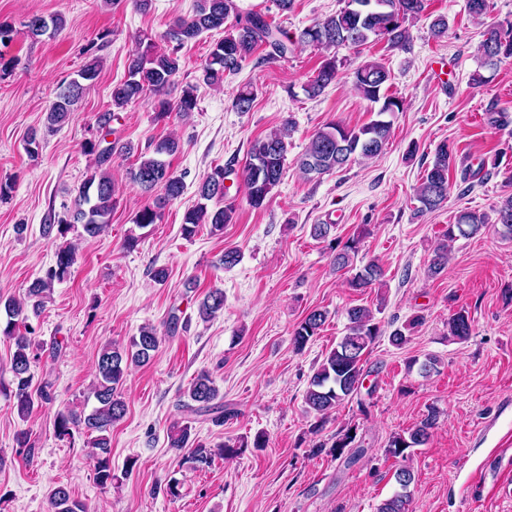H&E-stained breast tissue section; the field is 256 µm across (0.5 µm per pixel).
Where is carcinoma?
<instances>
[{
  "instance_id": "carcinoma-1",
  "label": "carcinoma",
  "mask_w": 512,
  "mask_h": 512,
  "mask_svg": "<svg viewBox=\"0 0 512 512\" xmlns=\"http://www.w3.org/2000/svg\"><path fill=\"white\" fill-rule=\"evenodd\" d=\"M425 9L426 0H345V6L340 10L303 29L296 40L286 42L280 38L282 31L273 26L264 13L250 11L243 16L237 10L234 0H195L193 13L179 19L166 31L165 39L173 44L172 49L164 53H141L130 60L128 78L112 88V105L122 109L150 92L157 96V117L168 115L171 105L163 95L179 72L177 52L186 42L202 33L218 29L223 30L224 37L215 44L202 68V81L205 84L219 86L224 82V77L237 74L243 62L259 44L269 45L272 48L269 59L275 60L286 57L291 46L298 43L327 52L304 86L307 96L315 98L339 77L341 62L336 59V55L328 54V50L341 46L358 48L372 37L384 39L395 48H403L410 41L407 23L419 19ZM64 27L65 20L61 15L49 19L34 15L25 24L28 35L34 39L49 32L54 34ZM479 51L481 67L491 72L496 71L503 61L512 59V21L490 26L483 34ZM98 75L99 65L94 61L78 71L80 80L71 81L70 87L61 90L50 105L45 117L46 131L54 132L67 121L71 107L82 96V83L92 82ZM390 80V71L379 62H365L354 69L351 73L352 85L363 99L378 106L376 119L358 129L331 122L316 130L298 161L299 170L303 174L323 175L340 170L357 158L371 159L381 153L391 134L392 120L389 116L404 109L403 99L384 93V87ZM195 92L194 86L183 90L177 103L179 111L188 114L195 109ZM254 100L253 86H240L234 95L233 106L240 112H248ZM287 138L288 132L274 131L251 143L248 159L241 172L251 207H262L273 188L281 182L288 153ZM180 148V142L174 137L151 144L141 154L138 166L130 172L132 182L142 192H160L153 203L137 213L134 220L137 226L144 228L157 223L161 218L162 205L183 193V178L175 175L165 160V157L177 153ZM126 150L127 147L115 143L106 147L101 146L99 141L85 143L84 153L94 157V171L78 188L72 210L58 218L57 224L46 225L45 233L55 232L63 236L77 224L81 225L89 237H96L104 231L116 205L114 186L107 166L114 153ZM454 159V149L448 142L443 141L437 145L432 161L415 188V199L419 203L417 215L433 212L448 200V171ZM232 173L234 169L230 166L217 167L202 181L198 190L202 202L187 211L181 225L184 237H193L202 224L210 225L213 234L224 232V225L232 219V205L210 210L207 202L225 197L227 187L224 180ZM494 213L496 218L492 221L485 213L459 211L454 223L448 225L434 248L427 268L428 275L436 277L445 271L448 253L458 239L480 234L491 223L501 227L503 236L511 238L512 194L502 199ZM329 249L334 252L333 263L336 269L347 268L351 271V276L347 278L349 287L356 290L370 288L382 280V265L374 258L359 256L360 239L353 238L342 245L332 240ZM76 260L75 248L69 246L60 249L56 253L55 264L26 288L25 305L10 299L3 304L6 324L0 332L14 341L15 351L11 359L12 382L1 387L0 392L16 401L17 412L23 418L32 411L35 398L48 399L46 391H32L31 368L39 356L34 351L30 337L32 330L26 324L28 316L24 312L39 314L44 307L46 294L54 283L63 281L71 274ZM223 308L224 292L213 288L199 304L198 315L210 319ZM327 318L325 310L310 311L292 333L295 349L300 351L305 348L311 338L318 335ZM346 319L345 334L314 369L305 392V411L319 420L312 428L314 433L319 431V424L325 422L344 400L360 393L366 378L365 356L382 336L379 322L366 307L348 308ZM423 320V316L416 315L407 325L393 329L389 334L390 343L398 349L405 346L410 341L411 329ZM20 323L24 324L23 332L18 327ZM448 334L458 341L467 340L472 334L469 317L463 312L454 314L448 321ZM159 344L157 329L149 325L140 328L139 334L132 338L126 349L106 344L96 365L93 395L97 406L88 414H78L73 410H63L56 414L54 427L58 437L69 438L74 430H84L90 446L94 448L97 480L102 485L112 481L109 433L112 425L121 420L126 412L121 386L130 367L148 363ZM184 396L188 398L184 407L191 411L204 410L210 413L215 425H224L228 413L224 412V404L218 402L219 390L208 372H199L190 382ZM439 423L440 411L430 408L414 428L390 438L387 453L394 458L406 459L409 449L427 444ZM190 436V426L185 424L174 428L170 431V447L188 450L187 460L197 468L210 466L216 456L232 459L250 444L255 448L265 447V439L261 434L255 435L250 444L243 442L238 445L225 441L213 447L195 443L190 440ZM355 440V428L338 430L330 453L334 456L342 454L343 449L355 447ZM394 478L399 490L385 499L378 506L377 512H410L413 472L402 466L396 470ZM49 512H87V508L84 502L74 498L69 488L62 484L50 494Z\"/></svg>"
}]
</instances>
